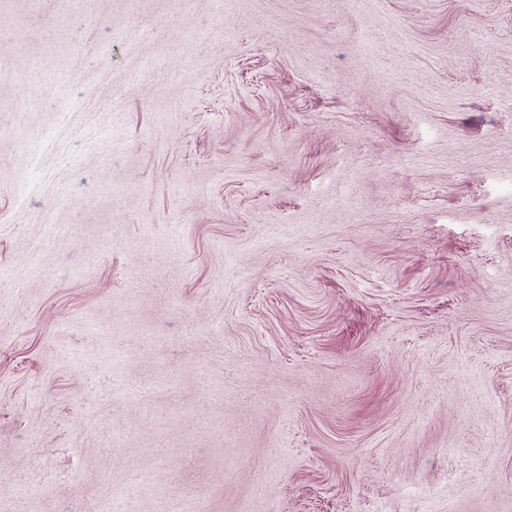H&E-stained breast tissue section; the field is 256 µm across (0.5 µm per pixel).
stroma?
<instances>
[{"mask_svg":"<svg viewBox=\"0 0 512 512\" xmlns=\"http://www.w3.org/2000/svg\"><path fill=\"white\" fill-rule=\"evenodd\" d=\"M512 512V0H0V512Z\"/></svg>","mask_w":512,"mask_h":512,"instance_id":"35a3bbf8","label":"stroma"}]
</instances>
